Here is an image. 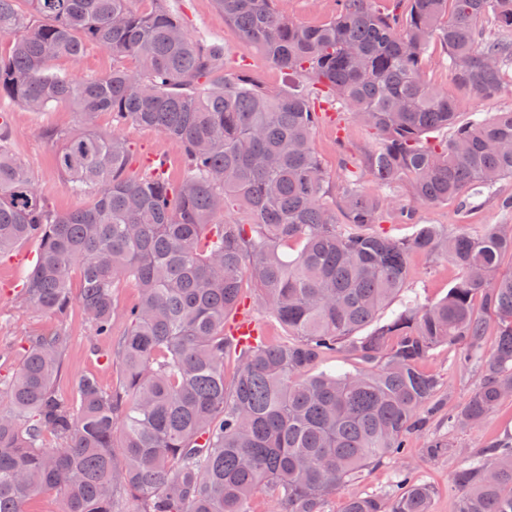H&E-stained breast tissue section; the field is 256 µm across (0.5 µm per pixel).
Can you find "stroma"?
I'll return each instance as SVG.
<instances>
[{"instance_id": "1", "label": "stroma", "mask_w": 512, "mask_h": 512, "mask_svg": "<svg viewBox=\"0 0 512 512\" xmlns=\"http://www.w3.org/2000/svg\"><path fill=\"white\" fill-rule=\"evenodd\" d=\"M163 5L182 20L192 37L223 45L232 70L246 71L271 89L286 88L288 77L285 72L239 37L235 29L225 22L214 0H163ZM274 5L295 23L308 26L325 23L338 12V0H274ZM424 75L454 99L458 123L512 110L511 85L493 98L464 93L438 54H430ZM0 109L11 115L10 135L14 152L58 212L79 208L84 200L69 191L65 177L56 166L54 147L40 136L45 128L70 130L89 125L102 131H116L131 147L130 175H141L156 157L165 158L166 175L171 183H179L184 175L183 156L174 143L157 131L130 122L113 123L110 113H98L87 121L66 106L36 112L6 99L0 101ZM330 113V118L322 120L314 128L312 144L327 176L338 184L344 179L345 165H354L364 173L379 140L373 129L346 119L341 106L331 107ZM362 187L372 196L381 193L378 183L365 173ZM419 224H436L450 233L477 235L493 224L512 225V212L499 209L492 201L482 203L464 217L452 202L419 205L415 207L414 223L387 219L382 227L390 236L401 239L411 236ZM35 252V244L29 243L0 257L1 377L12 374L27 347L29 335L57 325L55 319L27 309L20 296V275L32 267ZM457 276V267L447 260L418 252L410 260L405 293L418 298L420 303H432L445 297ZM65 324L71 333V345L58 382L59 390L68 392L72 379L86 374L94 375L103 387H111L112 369L105 359L92 354L91 348L96 339L79 306H72ZM459 355V349L441 347L431 351L420 362L422 371L437 374L441 379L438 393L425 408V424L408 436L404 454L386 456L372 463L358 479L346 483L336 496L326 501L324 512H343L346 501L354 496L393 498L406 471L414 481L431 487V512H457L463 490L455 482L456 472L468 466L483 446L512 434L510 400L504 401L481 423L449 428L448 414L460 411L479 377L477 366L459 364ZM440 436L447 437L448 449L441 455L427 456L425 447Z\"/></svg>"}]
</instances>
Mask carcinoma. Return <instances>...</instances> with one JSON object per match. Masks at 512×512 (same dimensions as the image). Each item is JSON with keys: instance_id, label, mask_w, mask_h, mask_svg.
Instances as JSON below:
<instances>
[{"instance_id": "1", "label": "carcinoma", "mask_w": 512, "mask_h": 512, "mask_svg": "<svg viewBox=\"0 0 512 512\" xmlns=\"http://www.w3.org/2000/svg\"><path fill=\"white\" fill-rule=\"evenodd\" d=\"M339 2L331 20L305 26L273 0H215L242 39L293 77L269 90L228 72L224 46L192 38L162 6L0 0V101L65 105L85 118L109 112L162 133L185 162L177 185L163 159L133 177L119 134L45 129L71 193L90 198L61 214L0 123V255L38 245L22 300L66 315L76 270L93 335L112 337L118 316L128 323L109 349L92 348L117 371L109 389L82 376L69 395L58 392L70 341L62 324L29 336L0 378V512H25L49 492L61 512H248L262 485L279 512H323L376 459L404 454L440 384L418 367L430 351L458 346L460 363L481 366L449 424L481 421L512 400V272L500 268L512 225L473 237L421 224L395 239L375 229L390 199L365 195L356 178L342 187L339 224L311 141L321 103L338 100L378 136L368 169L380 186L403 185L416 204L475 206L512 177V111L456 124L454 100L424 66L436 49L462 91L500 94L512 42L484 27L512 28V0H407L406 11L387 13L375 0ZM89 46L112 53V71L83 80L53 70ZM449 126L451 138L431 136ZM415 252L459 269L438 302L402 296ZM130 279L141 297L121 309L115 292ZM247 284L292 340L242 346L224 332ZM345 348L362 369L308 374ZM455 480L466 489L458 512H512V436ZM401 483L393 499L353 497L344 512H430L431 489L408 475Z\"/></svg>"}]
</instances>
